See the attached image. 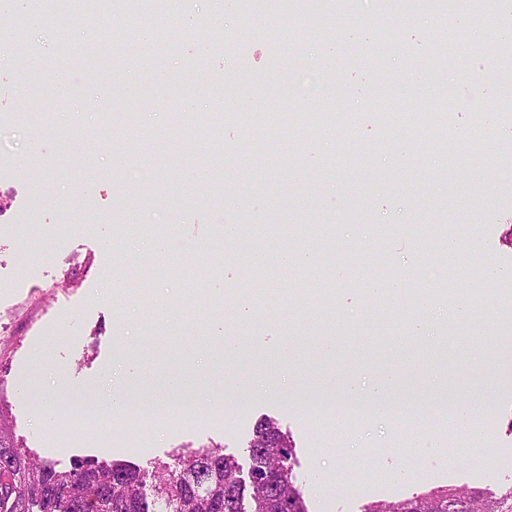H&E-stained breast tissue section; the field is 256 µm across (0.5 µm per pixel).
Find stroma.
Here are the masks:
<instances>
[{
    "label": "stroma",
    "instance_id": "obj_1",
    "mask_svg": "<svg viewBox=\"0 0 512 512\" xmlns=\"http://www.w3.org/2000/svg\"><path fill=\"white\" fill-rule=\"evenodd\" d=\"M441 13L431 0H261L217 23L207 0H181L175 37L155 32L98 79L81 74L80 100L30 77L38 111L17 93L24 59L0 69V413L17 443L62 471L78 459L147 469L201 446L246 468L253 428L269 416L292 437L308 512H365L439 486L496 496L512 487V350L482 360L487 337H512V182L499 176L512 169V143L482 122L494 113L512 126L496 96L512 75L487 47L492 36L512 40V26L491 18L465 54L448 58L453 31ZM383 24L396 40L378 41ZM215 29L223 39L212 46ZM85 36L82 26L24 32L30 46L61 55L89 53ZM317 55L331 64L322 97L306 100L296 74ZM474 57L485 65L482 92L470 78ZM449 98L454 130L480 138L481 158L467 140L446 147L390 134L393 113L430 112ZM81 103L105 138L71 135ZM271 104L299 125L246 123ZM175 112L188 123L224 120L186 153L170 143ZM133 151L154 172L149 191L113 177L111 158L126 167ZM146 224L172 229L177 243L154 252ZM227 224L251 239L220 242ZM457 224L477 253L439 247ZM431 264L447 289L441 306L419 312L413 294L436 283L414 270ZM276 270L280 292L259 298L262 273ZM215 273L220 289L185 293L184 282ZM318 274L343 284L325 299L302 296ZM109 280L117 291H106ZM461 298L473 322L448 319ZM228 340L241 345L231 358ZM378 361L397 374L395 402L443 391L477 399L484 442L455 452L445 425L433 424L414 462L388 421L347 431L314 415L340 395L322 375L365 388ZM258 371L278 390L246 388ZM172 374L184 386L154 404L142 443L125 437L131 410L113 416L108 439L79 424L78 400L103 396L113 377L129 380L138 403Z\"/></svg>",
    "mask_w": 512,
    "mask_h": 512
}]
</instances>
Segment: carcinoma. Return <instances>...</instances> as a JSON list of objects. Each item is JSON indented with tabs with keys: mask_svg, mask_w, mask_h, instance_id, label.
<instances>
[{
	"mask_svg": "<svg viewBox=\"0 0 512 512\" xmlns=\"http://www.w3.org/2000/svg\"><path fill=\"white\" fill-rule=\"evenodd\" d=\"M117 7L136 22L146 12L165 14L177 0H119ZM211 119L191 127L174 118L177 134L197 138ZM255 479H239L241 466L218 447L180 448L174 463L151 471L114 462L77 461L58 471L17 444L0 422V512H307L293 480L294 446L288 433L264 418L248 445ZM478 492L433 488L367 512H485Z\"/></svg>",
	"mask_w": 512,
	"mask_h": 512,
	"instance_id": "1",
	"label": "carcinoma"
}]
</instances>
